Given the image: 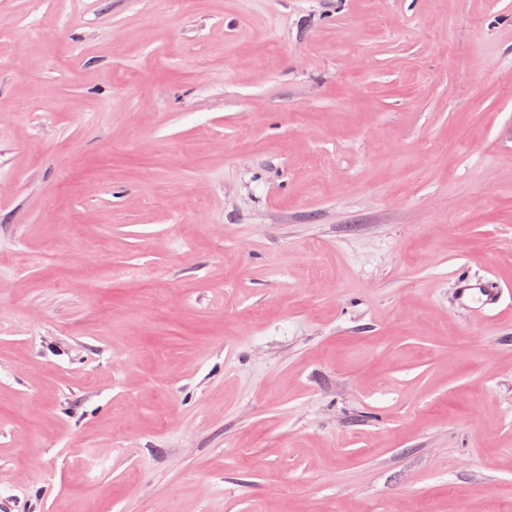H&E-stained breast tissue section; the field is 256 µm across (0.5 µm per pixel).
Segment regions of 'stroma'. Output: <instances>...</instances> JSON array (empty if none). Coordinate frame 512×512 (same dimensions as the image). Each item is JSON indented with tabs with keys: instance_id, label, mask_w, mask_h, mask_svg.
I'll list each match as a JSON object with an SVG mask.
<instances>
[{
	"instance_id": "35a3bbf8",
	"label": "stroma",
	"mask_w": 512,
	"mask_h": 512,
	"mask_svg": "<svg viewBox=\"0 0 512 512\" xmlns=\"http://www.w3.org/2000/svg\"><path fill=\"white\" fill-rule=\"evenodd\" d=\"M0 512H512V0H0ZM478 294L483 304H496L500 298V289L493 288L484 281H472L469 279H462L457 288V298L460 302L465 303L473 297V294Z\"/></svg>"
}]
</instances>
